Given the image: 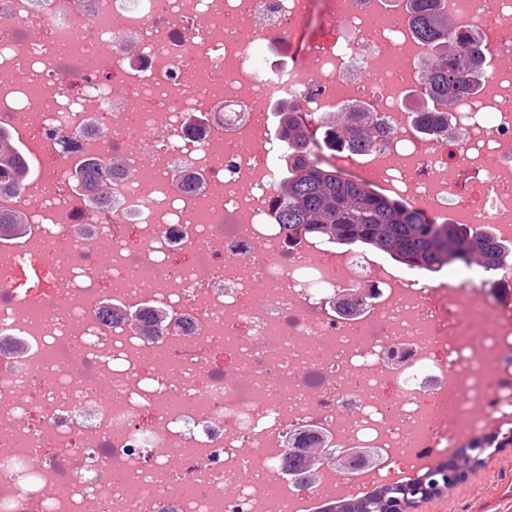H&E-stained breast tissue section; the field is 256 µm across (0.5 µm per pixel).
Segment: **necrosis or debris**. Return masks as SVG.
<instances>
[{
	"label": "necrosis or debris",
	"instance_id": "obj_1",
	"mask_svg": "<svg viewBox=\"0 0 512 512\" xmlns=\"http://www.w3.org/2000/svg\"><path fill=\"white\" fill-rule=\"evenodd\" d=\"M322 1L330 37L301 54L315 0H0V128L37 166L0 195L32 218L0 240V340L23 343L0 352V512H317L512 415V261L419 288L289 241L268 120L361 97L386 135L337 169L512 240V5L444 0L495 54L447 145L400 106L423 55L403 0ZM219 105L235 119L195 124ZM114 156L111 207L66 190ZM364 281L363 314L329 310ZM157 303L169 323L143 335L127 312ZM301 429L382 461L297 485L281 467Z\"/></svg>",
	"mask_w": 512,
	"mask_h": 512
}]
</instances>
